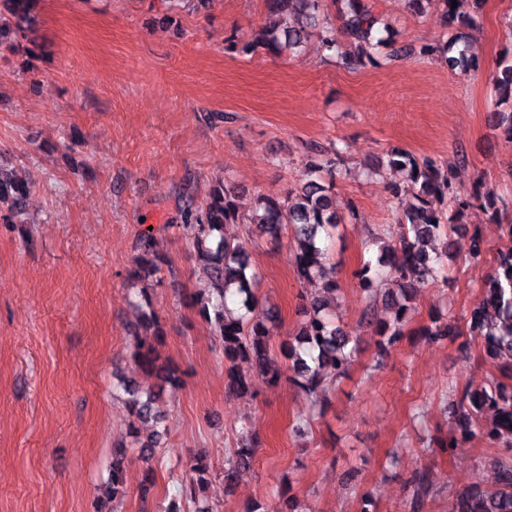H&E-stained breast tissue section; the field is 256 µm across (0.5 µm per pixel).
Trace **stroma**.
I'll list each match as a JSON object with an SVG mask.
<instances>
[{
	"label": "stroma",
	"instance_id": "1",
	"mask_svg": "<svg viewBox=\"0 0 512 512\" xmlns=\"http://www.w3.org/2000/svg\"><path fill=\"white\" fill-rule=\"evenodd\" d=\"M392 25L376 63L350 69L309 30L300 55L226 48L283 21L265 0H38L26 36L0 42V168L30 186L18 207L27 230L0 207V512H92L112 443L130 415L115 372L138 378L130 357L139 311L127 274L144 224L161 227L169 260L151 292L165 333L163 359L183 371L159 410L166 440L151 464L132 459L128 494L115 512H145L137 489L153 469L157 499L178 497L189 462L205 454L213 512L297 500L309 512H411L408 479L427 471L428 512H451L453 492L492 481L496 449L481 439L454 452V393L501 378L476 341L429 342L433 318L464 322L483 296L506 225L480 205L453 234L447 282L422 288L394 345L374 326L388 319V285L364 292L355 272L372 234L397 243L399 206L389 182L369 175L393 148L430 158L458 191L491 195L512 218V146L495 128L493 80L512 50V0H484L477 27L462 30L478 61L451 69L424 46L451 39L439 6L368 0ZM395 48L414 54L391 58ZM336 158L332 194L340 217L330 262L340 286L338 321L356 347L347 377L315 408L288 378L258 376L245 396L228 393L224 360L208 323L183 298L204 284L175 224L185 194L203 203L216 185L242 214L261 194H295L305 163ZM478 230L485 251L469 255ZM247 242L259 294L277 313L271 352L294 334L316 284L300 282L286 242L229 224ZM262 446L232 486L224 460L244 425Z\"/></svg>",
	"mask_w": 512,
	"mask_h": 512
}]
</instances>
